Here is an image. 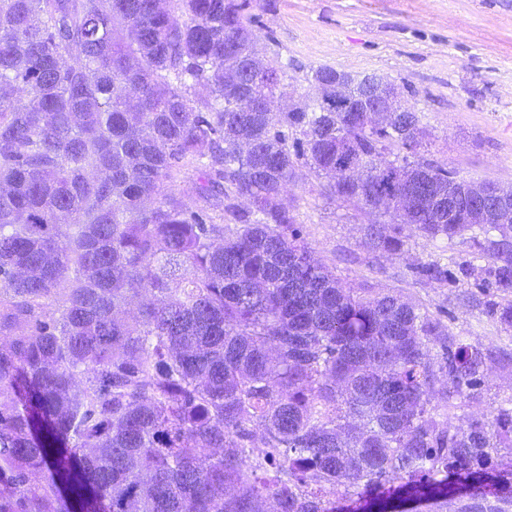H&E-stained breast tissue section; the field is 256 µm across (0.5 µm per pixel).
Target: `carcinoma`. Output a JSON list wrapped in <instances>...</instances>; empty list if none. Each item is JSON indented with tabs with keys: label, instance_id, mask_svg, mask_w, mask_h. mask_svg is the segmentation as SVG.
Segmentation results:
<instances>
[{
	"label": "carcinoma",
	"instance_id": "1",
	"mask_svg": "<svg viewBox=\"0 0 512 512\" xmlns=\"http://www.w3.org/2000/svg\"><path fill=\"white\" fill-rule=\"evenodd\" d=\"M260 2L0 0V512H363L353 497L402 490L426 512L450 490L457 512L512 507V468L507 493L481 484L512 407L465 429L445 413L490 354L344 287L282 193L299 165L329 178L389 217L366 227L379 253L406 226L485 235L475 286L506 328L512 208L494 238L455 223L417 113L347 109L332 67L307 74L318 95L263 110L289 64L258 48ZM360 159L413 180L411 206L381 208L367 169L347 179ZM185 168L193 203L170 188Z\"/></svg>",
	"mask_w": 512,
	"mask_h": 512
}]
</instances>
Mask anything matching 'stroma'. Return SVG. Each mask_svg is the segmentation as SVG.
I'll list each match as a JSON object with an SVG mask.
<instances>
[{
	"mask_svg": "<svg viewBox=\"0 0 512 512\" xmlns=\"http://www.w3.org/2000/svg\"><path fill=\"white\" fill-rule=\"evenodd\" d=\"M255 33L269 58L290 64L285 98L311 95L306 74L319 65L387 77L420 116L434 160L462 178L512 186V0H274L258 10ZM283 198L343 286L395 292L490 352L479 398L455 400L452 426L512 404V328L487 315L491 294L458 273L487 262L469 236L432 240L408 227L403 252L382 256L364 236L374 214L332 196L308 168H297ZM431 261L457 279L417 280L413 266Z\"/></svg>",
	"mask_w": 512,
	"mask_h": 512,
	"instance_id": "stroma-1",
	"label": "stroma"
}]
</instances>
